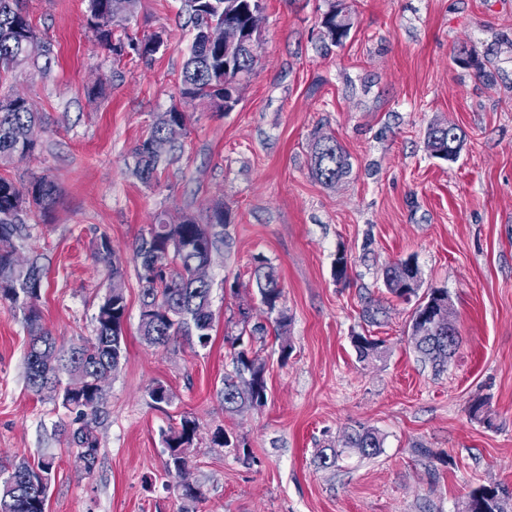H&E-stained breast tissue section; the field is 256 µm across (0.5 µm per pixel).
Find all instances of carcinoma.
Returning a JSON list of instances; mask_svg holds the SVG:
<instances>
[{
	"mask_svg": "<svg viewBox=\"0 0 512 512\" xmlns=\"http://www.w3.org/2000/svg\"><path fill=\"white\" fill-rule=\"evenodd\" d=\"M183 2L195 35L182 73L181 98L188 103H206L223 112L226 100L239 97L243 81L254 69L255 57L244 45L238 50L239 62H224V46L209 40L208 29L218 30L230 19L243 33L252 35L253 15L262 13V0ZM134 3L135 0H88L87 26L95 39L117 56L131 47L139 56L151 57L163 44L162 37L154 34L139 40L122 27ZM321 24L334 45L341 44L351 28L349 17L334 3L324 13ZM37 38L39 35L25 14L24 0H0V74L17 70L46 73L53 54L52 44L44 41L43 66L26 51L28 41ZM41 120L28 99L20 95L0 96L1 168L35 151L37 142L31 133ZM176 122L186 123L187 114L176 107L159 114L148 137L135 148L134 173L141 182H151L163 157L173 151L174 138L169 127ZM426 139L432 155L444 160L455 155L463 142L455 126H432ZM311 167L319 182L332 185L349 173L350 163L336 139L321 137L314 144ZM55 198V184L44 177L27 184L0 177V305L22 314L29 332L25 354L27 386L35 394L60 403L69 413L70 419L59 422L55 433L67 447L87 453L85 471L91 474L100 451L97 426L104 414V392L97 387L96 380L116 371L126 353L125 270L112 249L111 239L101 236L95 257L108 267L111 283L97 307L95 333L80 337L66 349L57 346L42 323L38 306L45 268L36 259L19 261L15 244L26 232L30 217L48 210ZM206 212L203 224L189 215L174 220L160 214L138 240L135 258L141 285L139 332L150 345H164L179 333L195 337L203 348L211 343V285L196 282L193 271L196 264L225 244L223 199L212 200ZM416 271L411 257L389 265L383 275L385 288L398 298L417 295ZM255 275L261 303L270 312L277 310L282 288L273 268L261 262ZM448 319V289L431 288L418 300L411 320V336L417 351L438 366L448 362L459 343L458 331L448 326ZM227 342L232 371L224 374V410L235 412L244 407L263 406L267 401L265 364L243 347V337H229ZM354 343L362 360L379 352V343L366 336L355 337ZM197 431L195 418L183 415L178 426L164 434L168 475L177 478L179 470L190 464ZM344 447L369 457L380 453L382 442L375 430L363 428L347 434ZM55 469L53 454H44L33 463L21 457L12 460L9 469L0 468V474L8 473L0 478V512H46ZM202 497L203 490L198 484L181 489L182 512H195L193 505ZM464 512L512 511L507 509L499 486L482 485L470 493Z\"/></svg>",
	"mask_w": 512,
	"mask_h": 512,
	"instance_id": "obj_1",
	"label": "carcinoma"
}]
</instances>
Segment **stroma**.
Here are the masks:
<instances>
[{
	"label": "stroma",
	"instance_id": "obj_1",
	"mask_svg": "<svg viewBox=\"0 0 512 512\" xmlns=\"http://www.w3.org/2000/svg\"><path fill=\"white\" fill-rule=\"evenodd\" d=\"M333 4L351 18L336 46L321 26ZM25 9L54 47L50 73L6 74L0 91L28 98L44 121L36 151L0 175L45 177L57 193L17 254L46 268L39 308L58 345L94 333L109 285L93 256L100 235L121 258L128 303L126 357L104 385L90 475L53 433L66 410L27 389L28 332L0 306V460L56 455L48 512H181L163 435L185 414L199 424L196 512H462L478 486L512 493V0H264L256 65L230 112L180 97L194 32L179 0H136L130 33L164 40L148 59L99 44L87 0H25ZM482 67L494 81L479 78ZM176 106L190 115L176 157L143 184L134 150ZM434 125L464 132L456 160L431 154ZM327 136L352 164L331 186L310 170L311 145ZM216 197L229 244L209 270L211 343L178 334L148 345L138 239L157 214L201 219ZM407 257L420 292L448 291L460 343L440 373L413 346L416 300L383 285L384 269ZM260 261L283 291L281 341L255 287ZM247 322L266 328L252 348L268 400L230 414L220 395L226 339ZM357 336L378 340L379 354L359 360ZM158 383L169 403L150 398ZM219 427L237 447L211 445ZM361 427L381 437L377 456L348 451L335 467L316 466L317 449L340 448Z\"/></svg>",
	"mask_w": 512,
	"mask_h": 512
}]
</instances>
